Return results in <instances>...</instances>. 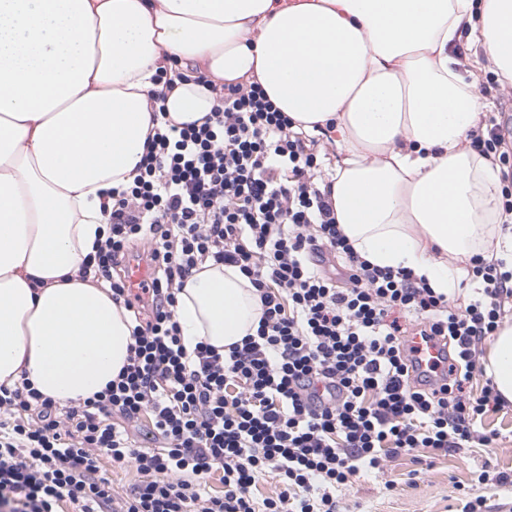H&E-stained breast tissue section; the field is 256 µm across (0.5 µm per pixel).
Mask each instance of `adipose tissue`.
Wrapping results in <instances>:
<instances>
[{
    "mask_svg": "<svg viewBox=\"0 0 512 512\" xmlns=\"http://www.w3.org/2000/svg\"><path fill=\"white\" fill-rule=\"evenodd\" d=\"M464 46L512 89V0H0V385L67 405L126 365L129 315L79 270L139 173L153 91L191 123L209 84L255 80L333 137L326 190L371 264L448 294L472 256L512 250L500 162L470 146L483 96ZM177 300L190 347L228 351L261 316L235 266L202 264ZM486 368L512 402V324Z\"/></svg>",
    "mask_w": 512,
    "mask_h": 512,
    "instance_id": "1",
    "label": "adipose tissue"
}]
</instances>
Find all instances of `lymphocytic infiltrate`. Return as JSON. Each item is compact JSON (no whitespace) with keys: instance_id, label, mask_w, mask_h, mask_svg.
I'll list each match as a JSON object with an SVG mask.
<instances>
[{"instance_id":"f902f5d3","label":"lymphocytic infiltrate","mask_w":512,"mask_h":512,"mask_svg":"<svg viewBox=\"0 0 512 512\" xmlns=\"http://www.w3.org/2000/svg\"><path fill=\"white\" fill-rule=\"evenodd\" d=\"M320 166L256 83L225 85L202 122L156 129L80 269L131 313L128 363L64 407L29 382L0 385V512H336L337 492L391 457L496 440L481 429L501 403L492 380L476 396L464 385L479 344L512 315L506 260L472 257L474 285L456 309L355 252ZM139 243L156 275L134 296L119 270ZM333 259L341 277L325 268ZM207 261L239 267L262 307L255 332L225 353L187 349L175 318L178 292ZM415 333L446 340L447 375H415ZM144 417L152 450L136 439ZM105 458L136 472L123 501ZM270 474L280 491L256 499Z\"/></svg>"}]
</instances>
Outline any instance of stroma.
Returning a JSON list of instances; mask_svg holds the SVG:
<instances>
[{
	"label": "stroma",
	"mask_w": 512,
	"mask_h": 512,
	"mask_svg": "<svg viewBox=\"0 0 512 512\" xmlns=\"http://www.w3.org/2000/svg\"><path fill=\"white\" fill-rule=\"evenodd\" d=\"M487 105L482 122L512 130V95L501 94L496 76L481 71ZM485 430L498 433L492 448H469L389 459L383 471L356 478L338 494L337 512H462L468 495L486 499L485 512H512V488L476 486L472 473L479 468L512 474V403L489 413Z\"/></svg>",
	"instance_id": "stroma-1"
}]
</instances>
